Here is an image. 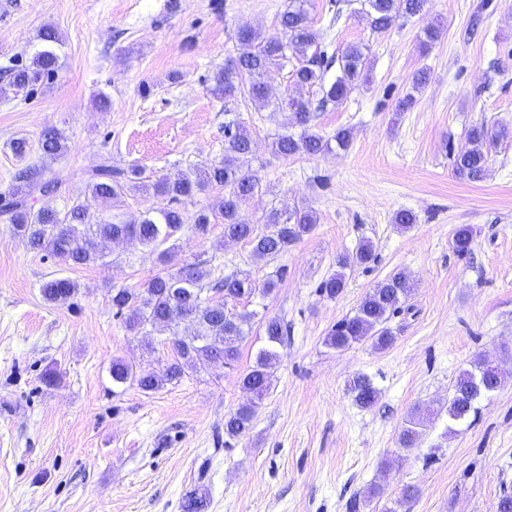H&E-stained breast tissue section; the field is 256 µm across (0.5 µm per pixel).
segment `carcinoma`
<instances>
[{"label":"carcinoma","mask_w":512,"mask_h":512,"mask_svg":"<svg viewBox=\"0 0 512 512\" xmlns=\"http://www.w3.org/2000/svg\"><path fill=\"white\" fill-rule=\"evenodd\" d=\"M309 0H289L288 8L280 15L281 32L263 34L252 28L238 30V41L245 50L230 58L214 76L212 94L219 98L248 97L262 108L284 115L281 131L274 134L271 150L285 159L297 155H315L332 147L346 149L351 132L339 128L331 136L314 131L316 112L328 105L344 102L353 90L370 79L364 43H353L336 59L321 50L317 32L313 29L308 11ZM370 7V28L377 34L386 32L398 17L420 14L426 0H365ZM44 48L33 55L30 64L8 68V90L19 94L58 71L59 56L53 45L60 43L58 31L45 25L39 32ZM296 59L292 77L295 84L311 90L312 97L272 98L267 83L268 75L281 69L290 59ZM338 62L334 79H327L329 68ZM503 136V131L483 122L467 131L469 147L455 154L454 174L469 181H481L488 169L489 147ZM252 135L240 122L224 129V156L202 168L173 175L153 177L145 170L133 167L124 173L101 165L88 174L91 198L99 205L116 208L122 204L125 191L136 189L153 191L168 201V206L151 208L133 223L102 220L88 222V206L74 204L65 213L51 208L34 209L29 197L57 193L62 179L45 178L43 169L35 164L19 174L22 184L0 194V212L8 216L14 235L27 241L30 248L44 258L57 259L72 267L87 266L103 257L110 243L133 239L158 251L165 264L173 257L174 241L185 224V211L180 205L214 187L224 189L217 206L197 213L193 229L203 235L210 231L211 220L224 224V240L250 244L252 253L260 258L275 257L288 251L303 237L312 233L317 224L316 212L308 207L291 211L274 208L264 224H248L242 218L243 206L259 189V179L244 170L252 153ZM41 158L55 160L68 149L64 131L56 127L44 128L38 137ZM473 230L467 225L457 227L451 237V247L460 257L471 254ZM374 260L371 242L363 240L355 253L338 258V267L367 265ZM211 271L202 261L186 262L152 278L146 288H119L112 293V306L125 316L129 330L150 325L172 331L175 358L160 371L139 372L133 365L115 359L110 367L112 384H135L144 392H152L165 384L179 381L184 366L224 364L230 366L239 357L240 344L252 332V314L235 311L236 304L257 293L269 295L282 281L284 271L275 272L262 287L247 277L227 275L215 283L209 282ZM345 288V275L336 272L321 281L318 291L328 297H337ZM414 288L409 275L396 271L377 282L361 298L353 315L336 322L328 331L326 343L336 349L355 343L369 342L375 350H384L394 342L388 326L392 315L408 300ZM216 292L213 297L201 294L203 290ZM78 291L77 284L68 278H55L41 287L45 301L65 305ZM267 345L259 351L254 365L241 378L243 388L254 396V402L238 408L224 421V435L235 438L249 430L256 415L258 402L272 386L274 368L279 355L277 347L284 344L288 327L277 317L261 322ZM508 378L504 369L493 373L486 360L480 358L470 370L456 379L446 412L448 418L464 421L476 412L475 404L489 393L499 389ZM354 403L364 409L378 400L379 390L370 378L358 375L350 383ZM434 414L428 408L416 407L409 415L408 426L400 436L401 447L415 446L418 428ZM205 494L196 490L185 497L183 512H206Z\"/></svg>","instance_id":"cac0c4a2"}]
</instances>
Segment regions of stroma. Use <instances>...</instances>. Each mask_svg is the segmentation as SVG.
Masks as SVG:
<instances>
[{
  "label": "stroma",
  "mask_w": 512,
  "mask_h": 512,
  "mask_svg": "<svg viewBox=\"0 0 512 512\" xmlns=\"http://www.w3.org/2000/svg\"><path fill=\"white\" fill-rule=\"evenodd\" d=\"M332 2L311 0L319 43L331 54L367 44L371 81L315 119L326 136L350 129L347 150L284 159L269 147L281 115L217 98L211 78L240 51L238 29L276 32L288 0H0V71L30 63L42 26L61 36L57 76L29 94L0 95V192L24 163L40 164L65 190L34 196V208L64 212L80 201L92 221H132L164 198L132 189L105 209L91 202L88 171L103 163L190 171L222 158L224 127L238 120L252 134L248 169L261 186L243 218L263 223L282 204L317 215L314 231L274 259L225 241L220 224L179 235L178 260H209L213 278L238 273L260 284L285 272L271 295L237 305L283 319L288 338L251 428L234 439L224 420L249 398L240 380L262 332L252 330L233 366L189 367L150 393L113 386V360L149 371L174 357L167 329L131 332L112 306L113 290L143 287L162 263L127 241L71 267L31 251L0 215V512H182L197 488L207 512H395L408 486L416 490L409 512H496L512 491V379L463 424L434 418L415 448L398 443L410 411L446 403L474 360H512V0H428L383 34L371 31L360 0L340 13ZM431 22L444 33L425 48ZM421 69L428 83L416 92ZM409 93L413 105L397 111ZM103 96L109 107L99 106ZM481 121L507 134L490 151L486 178L471 182L455 176L451 156ZM49 126L64 131L68 151L16 159L12 141L36 144ZM404 209L417 216L406 232L393 222ZM459 225L473 230L471 256L450 246ZM362 240L374 261L347 269L339 296H322L318 284ZM398 270L416 288L390 321L393 346H328L330 328ZM60 277L79 285L71 305L41 295ZM52 368L60 380L49 386ZM360 374L380 391L369 410L348 391Z\"/></svg>",
  "instance_id": "1"
}]
</instances>
